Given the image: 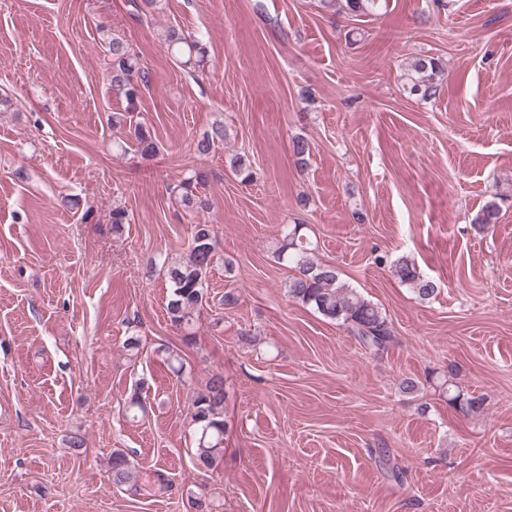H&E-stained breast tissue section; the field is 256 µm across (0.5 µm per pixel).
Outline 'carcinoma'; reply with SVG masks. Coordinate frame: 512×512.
<instances>
[{
    "instance_id": "carcinoma-1",
    "label": "carcinoma",
    "mask_w": 512,
    "mask_h": 512,
    "mask_svg": "<svg viewBox=\"0 0 512 512\" xmlns=\"http://www.w3.org/2000/svg\"><path fill=\"white\" fill-rule=\"evenodd\" d=\"M345 7L356 17L369 15L379 7V0H345ZM100 31L106 33L103 38V67L112 89L133 105L138 100L141 88L150 83V73L141 64L139 54L131 44L107 31L103 25ZM164 37L182 67L194 71L205 68L208 51L200 38L187 36L176 27L167 28ZM443 71L442 61L438 58L426 55L415 58L407 73L409 93L424 99L431 97L437 90L436 78ZM109 121L112 128L125 130L127 141L140 155L152 157L157 153L155 137L146 126L132 123L129 113H114ZM224 138V124L217 123L198 141L197 151L208 153ZM207 182L208 174L199 170L173 187L184 211L199 213L209 209V200L199 193V189ZM305 228V224H284L281 227L276 258L293 270L285 284L288 297L345 325L366 351L374 355L384 352L393 340L386 314L377 304L340 281L334 267L316 260V244L303 233ZM216 263L217 240L213 225H192L191 243L186 257L166 268L170 288L166 309L176 328H189L194 314L208 303V275ZM390 269L392 275L409 286L418 299L426 301L437 296L438 282L421 274L408 257L395 258L390 263ZM440 387L448 393V402L457 411L469 415L483 409L481 397L465 394L458 389L453 368H448V375L443 377ZM225 400L224 378L216 374L191 403L189 417L195 426L196 456L199 464L207 469L215 467L223 456ZM110 470L112 484L116 486H125L133 479L130 460L122 451L112 452Z\"/></svg>"
}]
</instances>
